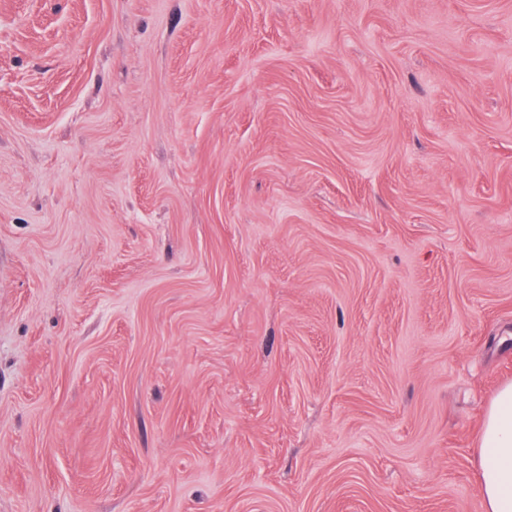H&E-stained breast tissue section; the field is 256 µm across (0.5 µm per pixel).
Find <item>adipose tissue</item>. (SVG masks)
Wrapping results in <instances>:
<instances>
[{
  "instance_id": "adipose-tissue-1",
  "label": "adipose tissue",
  "mask_w": 512,
  "mask_h": 512,
  "mask_svg": "<svg viewBox=\"0 0 512 512\" xmlns=\"http://www.w3.org/2000/svg\"><path fill=\"white\" fill-rule=\"evenodd\" d=\"M476 466L483 512H512V383L491 400L480 433Z\"/></svg>"
}]
</instances>
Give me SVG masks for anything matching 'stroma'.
<instances>
[{
  "instance_id": "obj_1",
  "label": "stroma",
  "mask_w": 512,
  "mask_h": 512,
  "mask_svg": "<svg viewBox=\"0 0 512 512\" xmlns=\"http://www.w3.org/2000/svg\"><path fill=\"white\" fill-rule=\"evenodd\" d=\"M512 382V0H0V512H483ZM476 466L483 512H512V383L491 400L480 433Z\"/></svg>"
}]
</instances>
